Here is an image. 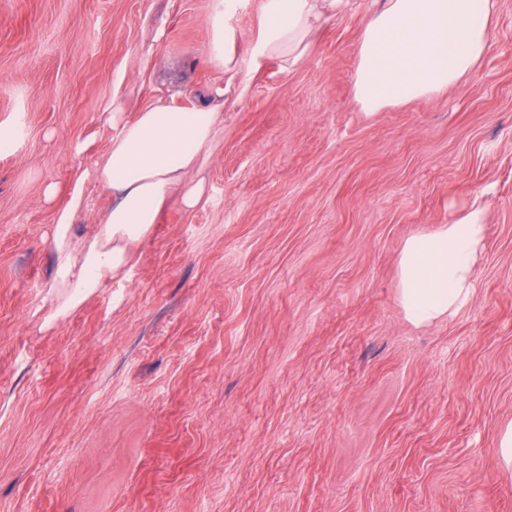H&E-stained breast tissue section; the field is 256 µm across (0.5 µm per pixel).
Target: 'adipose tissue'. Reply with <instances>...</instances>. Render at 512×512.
I'll list each match as a JSON object with an SVG mask.
<instances>
[{
	"mask_svg": "<svg viewBox=\"0 0 512 512\" xmlns=\"http://www.w3.org/2000/svg\"><path fill=\"white\" fill-rule=\"evenodd\" d=\"M243 3L214 0L209 18L212 52L232 80L238 66L225 47L230 22ZM497 3L373 0L357 46L356 102L364 111L376 112L435 97L461 82L491 45ZM356 8L357 0H264L253 58L278 57L296 66L314 31ZM215 125L216 113L207 104H155L132 119L113 113L111 146L95 175L119 197L96 234L81 243L70 237L81 193L72 192L60 213L53 237L58 315H66L106 278L128 268L134 246L151 235L172 187L208 149ZM487 222L485 208L475 200L451 223L405 241L398 262V299L410 323L423 326L451 317L472 300Z\"/></svg>",
	"mask_w": 512,
	"mask_h": 512,
	"instance_id": "ef3b65f1",
	"label": "adipose tissue"
}]
</instances>
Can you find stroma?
Segmentation results:
<instances>
[{
  "mask_svg": "<svg viewBox=\"0 0 512 512\" xmlns=\"http://www.w3.org/2000/svg\"><path fill=\"white\" fill-rule=\"evenodd\" d=\"M370 0L299 66L210 50L212 0H0V512H512V0L469 77L368 114ZM212 102L216 136L128 269L52 319V229L90 239L110 116ZM54 196H47V187ZM480 199L472 301L416 327L404 242Z\"/></svg>",
  "mask_w": 512,
  "mask_h": 512,
  "instance_id": "1",
  "label": "stroma"
}]
</instances>
